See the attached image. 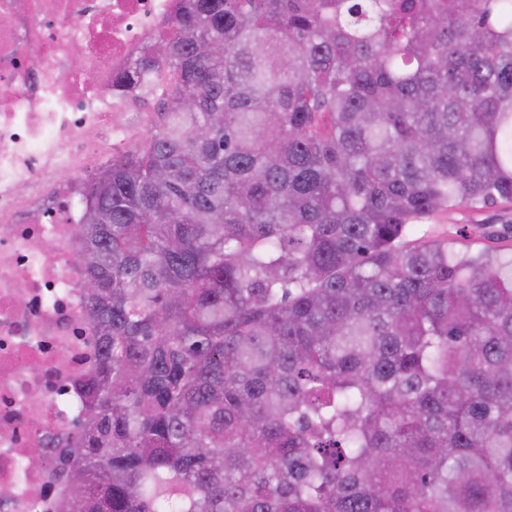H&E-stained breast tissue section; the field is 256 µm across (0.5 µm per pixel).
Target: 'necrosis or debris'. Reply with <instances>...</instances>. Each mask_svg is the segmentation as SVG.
<instances>
[{"label":"necrosis or debris","mask_w":512,"mask_h":512,"mask_svg":"<svg viewBox=\"0 0 512 512\" xmlns=\"http://www.w3.org/2000/svg\"><path fill=\"white\" fill-rule=\"evenodd\" d=\"M183 0H0V512H61L98 334L85 316L82 210L92 165L127 146L145 112L115 78L167 37ZM83 65L68 68L76 46ZM54 243L46 253V243ZM47 462L29 466V448Z\"/></svg>","instance_id":"necrosis-or-debris-1"}]
</instances>
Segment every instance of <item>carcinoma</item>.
Wrapping results in <instances>:
<instances>
[{
	"label": "carcinoma",
	"instance_id": "cac0c4a2",
	"mask_svg": "<svg viewBox=\"0 0 512 512\" xmlns=\"http://www.w3.org/2000/svg\"><path fill=\"white\" fill-rule=\"evenodd\" d=\"M219 52L204 57L198 46ZM83 208L64 512H512V0H188ZM498 213L500 210L496 205L486 206L476 211L463 207H452L442 212L434 223L425 226L424 229L431 230L435 235H442L446 231L450 232L454 236L456 248H468L472 252H477L483 248L484 241L478 237L476 224L467 223V221L492 219Z\"/></svg>",
	"mask_w": 512,
	"mask_h": 512
}]
</instances>
